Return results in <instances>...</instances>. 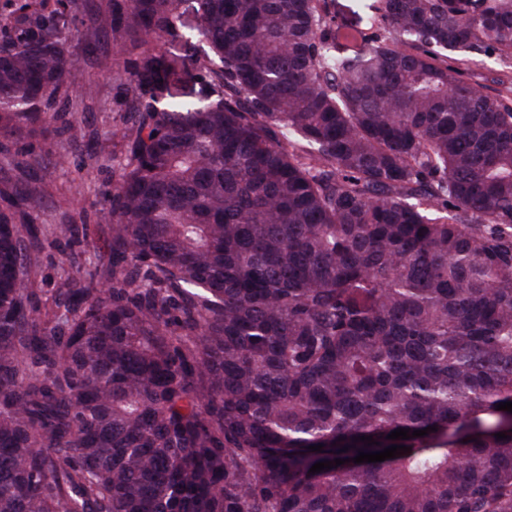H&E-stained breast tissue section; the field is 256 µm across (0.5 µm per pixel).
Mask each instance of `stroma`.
Instances as JSON below:
<instances>
[{
  "instance_id": "1",
  "label": "stroma",
  "mask_w": 512,
  "mask_h": 512,
  "mask_svg": "<svg viewBox=\"0 0 512 512\" xmlns=\"http://www.w3.org/2000/svg\"><path fill=\"white\" fill-rule=\"evenodd\" d=\"M87 18H78L66 35L76 59L79 82L67 93L58 112L46 116L33 131H22L0 153V178L45 184L47 194L29 211L30 223L85 225L88 238L104 239L105 224L97 214L112 185V153L121 144L118 110L124 93L126 54L114 52L108 37L86 33ZM41 154L45 162L21 171L17 160ZM77 241L52 234L42 240L41 273L35 283L41 310L52 307L56 288L75 270L63 264L64 254L79 250Z\"/></svg>"
}]
</instances>
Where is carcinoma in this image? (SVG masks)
Returning a JSON list of instances; mask_svg holds the SVG:
<instances>
[{"label":"carcinoma","instance_id":"1","mask_svg":"<svg viewBox=\"0 0 512 512\" xmlns=\"http://www.w3.org/2000/svg\"><path fill=\"white\" fill-rule=\"evenodd\" d=\"M12 2L1 137L77 16L131 57L107 273L40 312L47 188L0 210V512H512V88L461 79L512 0Z\"/></svg>","mask_w":512,"mask_h":512}]
</instances>
